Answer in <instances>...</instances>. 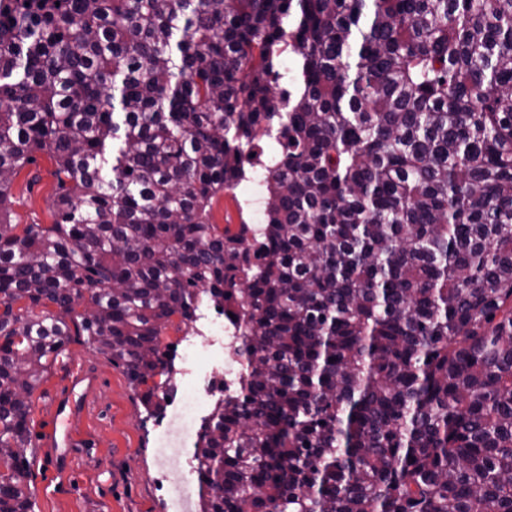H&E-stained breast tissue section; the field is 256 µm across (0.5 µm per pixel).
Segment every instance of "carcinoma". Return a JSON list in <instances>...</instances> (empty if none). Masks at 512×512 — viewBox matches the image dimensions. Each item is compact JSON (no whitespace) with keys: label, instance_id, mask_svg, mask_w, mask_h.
Here are the masks:
<instances>
[{"label":"carcinoma","instance_id":"1","mask_svg":"<svg viewBox=\"0 0 512 512\" xmlns=\"http://www.w3.org/2000/svg\"><path fill=\"white\" fill-rule=\"evenodd\" d=\"M45 2L0 0V220L58 185L0 223V512L71 338L159 410L201 289L243 368L199 512H512V0ZM272 140L262 232L210 223ZM55 166L46 153L35 155V161L26 164L14 177L8 219L11 224H21L15 232L21 233L22 224L54 223V201L57 181Z\"/></svg>","mask_w":512,"mask_h":512}]
</instances>
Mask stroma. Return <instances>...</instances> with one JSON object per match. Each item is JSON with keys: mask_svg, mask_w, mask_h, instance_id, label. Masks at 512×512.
Here are the masks:
<instances>
[{"mask_svg": "<svg viewBox=\"0 0 512 512\" xmlns=\"http://www.w3.org/2000/svg\"><path fill=\"white\" fill-rule=\"evenodd\" d=\"M48 154H36L14 177L8 218L14 224L54 221L57 181ZM97 385L75 393L79 413L68 447L53 448V406L78 373ZM32 440L37 458L31 488L35 512H197L177 465L183 422L174 419L158 438L122 368L83 340L69 342L32 396Z\"/></svg>", "mask_w": 512, "mask_h": 512, "instance_id": "stroma-1", "label": "stroma"}]
</instances>
